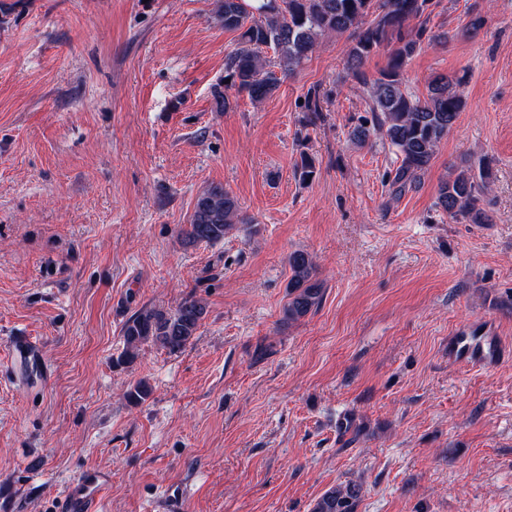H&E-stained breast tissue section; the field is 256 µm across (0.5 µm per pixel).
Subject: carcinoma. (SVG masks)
<instances>
[{
	"instance_id": "obj_1",
	"label": "carcinoma",
	"mask_w": 512,
	"mask_h": 512,
	"mask_svg": "<svg viewBox=\"0 0 512 512\" xmlns=\"http://www.w3.org/2000/svg\"><path fill=\"white\" fill-rule=\"evenodd\" d=\"M215 17L224 29L238 33L234 50L224 59V87L234 88L254 103L270 98L278 88L277 78L268 70L266 50L277 54V65L293 73L311 57L320 40L331 34H348L345 68L368 88L373 130L395 149L399 165L388 175L395 193L404 191L430 168L441 141L465 109L456 82L440 76L431 81L427 95L420 98L404 87L411 58L432 43L427 19L437 0H215ZM387 49V64L377 75L363 71L366 59ZM321 95L307 91L304 108L309 120L320 116ZM314 160L301 155L295 176L302 182L315 178ZM475 176L471 166L453 170L438 189L437 205L456 223L488 224L486 178ZM238 200L221 184H211L196 196L189 224L180 229L185 244L215 243L238 224H251ZM291 272L288 301L283 320L295 322L321 304L323 284L314 278L315 264L305 251L288 256ZM205 315V305L194 298L184 300L173 312L146 309L136 313L123 328V349L114 364L135 361L140 346L154 342L172 351L184 349ZM362 488L356 483L340 484L326 491L312 512H356Z\"/></svg>"
}]
</instances>
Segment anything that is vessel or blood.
Wrapping results in <instances>:
<instances>
[{"mask_svg": "<svg viewBox=\"0 0 512 512\" xmlns=\"http://www.w3.org/2000/svg\"><path fill=\"white\" fill-rule=\"evenodd\" d=\"M512 358V345L505 343L490 326L454 332L448 338V360L455 364L492 369ZM106 475L86 473L67 493V512H104Z\"/></svg>", "mask_w": 512, "mask_h": 512, "instance_id": "vessel-or-blood-1", "label": "vessel or blood"}]
</instances>
